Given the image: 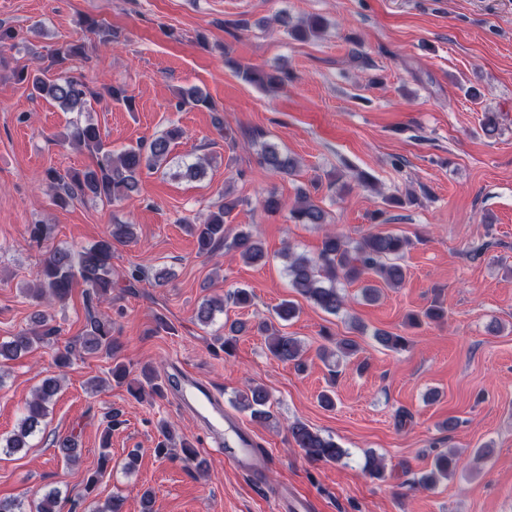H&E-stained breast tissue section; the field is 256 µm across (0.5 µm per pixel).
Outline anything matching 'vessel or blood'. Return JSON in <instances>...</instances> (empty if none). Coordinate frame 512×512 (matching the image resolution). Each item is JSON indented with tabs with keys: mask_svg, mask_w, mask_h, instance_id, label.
I'll use <instances>...</instances> for the list:
<instances>
[{
	"mask_svg": "<svg viewBox=\"0 0 512 512\" xmlns=\"http://www.w3.org/2000/svg\"><path fill=\"white\" fill-rule=\"evenodd\" d=\"M165 384L175 391L184 406L201 410L215 434L214 444L225 459L242 473L256 476L260 458L254 438L239 420L225 413L222 395L211 384L184 369L177 376L168 377Z\"/></svg>",
	"mask_w": 512,
	"mask_h": 512,
	"instance_id": "obj_1",
	"label": "vessel or blood"
}]
</instances>
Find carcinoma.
I'll use <instances>...</instances> for the list:
<instances>
[{
	"instance_id": "cac0c4a2",
	"label": "carcinoma",
	"mask_w": 512,
	"mask_h": 512,
	"mask_svg": "<svg viewBox=\"0 0 512 512\" xmlns=\"http://www.w3.org/2000/svg\"><path fill=\"white\" fill-rule=\"evenodd\" d=\"M279 23L300 41L317 37L322 29V21L318 17L294 24L288 15L283 14ZM84 57L85 43L74 41L53 49L51 66L63 70L69 61ZM230 65L236 75L247 84L274 86L282 83L281 78L262 68L234 61ZM20 80L31 84L32 90L39 96L55 101L63 110L69 112H81L91 102L99 103L107 99L132 108V97L121 87L104 85L98 91L78 77L65 75L50 80L44 78L42 72L23 73ZM179 104L215 109L209 97L197 88L183 91L179 95ZM180 137L181 130L172 128L146 143L115 153L108 148L99 126L93 123L73 124L65 141L77 149L88 151L94 156L95 164L85 170H74L64 177L53 169L47 170L46 179L54 191L55 201L65 206L74 200L88 197L107 203L122 199L137 188L138 177L143 170L157 171L168 162L171 144ZM261 164L285 175L291 174L295 168L293 158L268 143L262 145ZM237 204L236 200H226L218 211L210 213L198 223H189L197 239L198 251L208 254L217 245L223 244L249 264L260 262L266 258V254L252 231L242 230L230 240L224 234V218L232 213ZM289 214L297 224L326 223L325 211L308 193L297 197ZM133 240V225L114 224L107 238L88 247H61L50 251L39 266L36 288L33 289L34 297L41 303L62 302L69 299L75 286L81 283L86 287L89 300L107 302L112 292V248L116 244H126ZM409 244L406 236L378 228L367 232L355 242H350L335 232H328L324 235L316 256L312 258L291 251L285 253L288 259L289 286L296 294L324 312L336 315L345 305L344 296L337 287L342 281L355 282L372 274L389 288L401 287L406 278V270L400 259ZM222 311L224 300H206L197 308L195 319L199 324L209 326L214 322L216 313ZM298 312L299 308L292 300H284L274 309L275 318L284 323L293 319ZM445 316L444 307L433 304L420 314H408L406 325L417 328L425 322H440ZM32 322L34 327L22 329L9 340L0 343V367L8 361L26 356L38 347L50 344L55 330L48 326L45 316L37 312ZM255 328L262 334L273 332L267 348L275 359L292 363L299 369L304 368L303 348L297 338L275 328L270 320L257 323ZM374 337L379 344L395 351L406 348L408 344L406 337L384 330L376 331ZM114 350L112 320L90 311L82 335L76 342L57 350L55 364L64 370L70 366L77 352L86 355L105 354L110 357ZM142 375L145 383L138 387L139 397L163 396V389L155 382L153 370L146 367ZM60 388L61 378L49 376L42 379L32 397L25 403L17 429L10 436L0 438V453L11 455L29 447L30 438L40 430L48 415L49 405ZM240 397L255 420L266 422L273 418V414L267 409L269 393L264 387L251 386ZM160 432L163 441L155 448L157 456L179 459L187 465L194 462L196 469H203V462L197 461L198 455L190 442L177 438L167 424L160 426ZM288 433L296 447L313 462H336L347 455V451L336 442L321 436L300 421L292 423L288 427ZM54 447L67 464L78 462L80 453L73 436L57 437ZM456 466L454 457L446 453L436 455L432 469L418 480V486L426 490L433 489L440 480L452 476ZM60 502V491L51 488L29 502L19 498H0V512H61ZM122 509L123 499L114 495L102 503L91 502L87 512H122Z\"/></svg>"
}]
</instances>
